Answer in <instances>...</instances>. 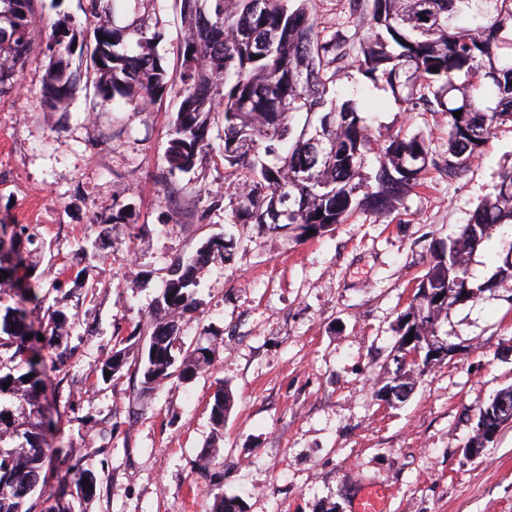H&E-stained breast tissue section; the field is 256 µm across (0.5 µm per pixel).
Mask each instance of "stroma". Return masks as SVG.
Returning <instances> with one entry per match:
<instances>
[{"mask_svg": "<svg viewBox=\"0 0 512 512\" xmlns=\"http://www.w3.org/2000/svg\"><path fill=\"white\" fill-rule=\"evenodd\" d=\"M321 30L360 33L348 0H311ZM175 65L181 22L173 0H145ZM82 0H35L34 51L0 93V224L21 226L41 262L20 264L18 287L41 276L48 309L75 316L64 365L38 349L52 446L69 449L97 476L76 512H211L217 491L242 498L243 512H351L367 485L387 494L386 512H512V424L475 456L478 408L512 386V280L452 307L442 325L457 354L430 365L405 402L377 395L395 369L400 313L424 274L428 247L468 223L512 167V124L498 128L481 156L456 177L431 172L391 216L366 213L301 240L232 221L221 149L224 124L211 125L209 156L172 180L169 121L181 85H167L148 108L115 98L100 106L79 90L56 111L41 94L50 63L42 40L63 21L84 23ZM340 99L356 100L376 138L424 135L435 155L448 149V118L407 111L373 86L355 61L336 76ZM128 222L87 281L78 242L93 219ZM228 234L231 260L200 277L198 312L184 318L185 343L217 340L212 367L191 381L169 379L140 394L133 372L103 380L100 366L138 321L148 320L176 256ZM233 393L218 463L197 462L211 441L219 384Z\"/></svg>", "mask_w": 512, "mask_h": 512, "instance_id": "35a3bbf8", "label": "stroma"}]
</instances>
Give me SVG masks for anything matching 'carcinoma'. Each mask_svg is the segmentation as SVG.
<instances>
[{"label": "carcinoma", "mask_w": 512, "mask_h": 512, "mask_svg": "<svg viewBox=\"0 0 512 512\" xmlns=\"http://www.w3.org/2000/svg\"><path fill=\"white\" fill-rule=\"evenodd\" d=\"M141 0H86L79 46L76 35L54 27L45 50L51 64L42 85L47 107L69 104L80 82L93 86L103 102L120 95L137 106L148 105L165 85L168 71L157 50L160 33L146 18L134 16L121 26L110 21L117 6ZM33 0H0V88L10 84L34 49ZM310 0H174L182 30L177 45L182 100L172 121L165 160L167 173H189L207 160L206 134L211 115L224 122V170L234 186L229 195L233 223L255 224L277 232L289 228L296 237L313 230L320 235L334 224L363 213L390 215L402 199L420 188L432 169L448 176L465 172L500 125L512 123V0H349L358 15L362 37L336 29L318 30ZM467 15L478 20L471 28ZM79 52L81 66L71 69ZM354 58L375 85L389 89L409 112L448 115V150L432 154L423 135L401 131L389 139L373 136L353 99L338 102L330 93L333 67ZM438 68L433 72L432 68ZM462 94L461 100L453 92ZM492 100L493 105L482 106ZM461 112L454 117V112ZM304 117L301 129L293 120ZM378 166L364 172L367 155ZM512 227V169L503 172L494 193L473 212L468 224L446 242L429 246L419 287L442 296L436 304L423 298L400 315L398 340L439 337L442 316L459 304V290L468 301L512 280V239L502 241L496 272L475 286L469 265L474 253L498 230ZM116 225L97 222L91 248H81L89 261L112 246ZM8 236L0 252V287L4 256L21 262V230ZM233 240L208 238L193 257L174 259L149 325L136 324L122 341L136 350L141 392H149L174 376L188 381L207 370L214 347H185L178 321L198 310L195 288L201 271L214 260H228ZM41 281L20 293V305L0 314V370L3 361L17 362L0 373V512H33L35 492L46 493L43 471L54 460L43 417V370L31 355L30 310L40 307ZM74 318L54 310L49 315V346L56 360L66 359ZM128 351L119 349L100 372H122ZM29 381H24L28 375ZM8 388H3V385ZM231 396L224 387L214 394L211 423L220 434ZM11 418H5V415ZM75 489L87 500L96 486L94 473L75 462ZM87 484H82V480ZM212 512H242L240 497L216 494Z\"/></svg>", "instance_id": "obj_1"}]
</instances>
